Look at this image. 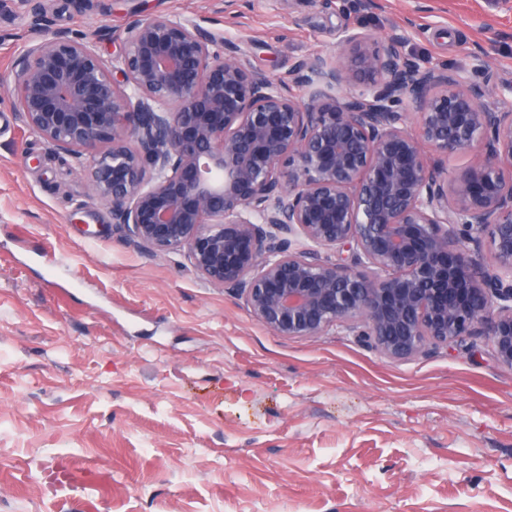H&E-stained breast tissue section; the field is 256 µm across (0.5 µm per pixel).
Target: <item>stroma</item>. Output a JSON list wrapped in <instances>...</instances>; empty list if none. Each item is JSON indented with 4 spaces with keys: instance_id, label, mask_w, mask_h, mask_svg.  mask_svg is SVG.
<instances>
[{
    "instance_id": "1",
    "label": "stroma",
    "mask_w": 512,
    "mask_h": 512,
    "mask_svg": "<svg viewBox=\"0 0 512 512\" xmlns=\"http://www.w3.org/2000/svg\"><path fill=\"white\" fill-rule=\"evenodd\" d=\"M107 31L184 14L272 75L344 27L512 84V0H48ZM26 22L0 5V76ZM0 512H512V370L487 336L393 361L345 325L277 336L180 252L130 245L0 97Z\"/></svg>"
}]
</instances>
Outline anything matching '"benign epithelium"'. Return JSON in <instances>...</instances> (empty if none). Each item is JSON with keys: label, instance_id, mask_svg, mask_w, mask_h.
I'll return each mask as SVG.
<instances>
[{"label": "benign epithelium", "instance_id": "obj_1", "mask_svg": "<svg viewBox=\"0 0 512 512\" xmlns=\"http://www.w3.org/2000/svg\"><path fill=\"white\" fill-rule=\"evenodd\" d=\"M27 14L12 104L71 154L127 241L183 252L277 336L345 324L392 360L483 329L512 370V106L476 74L347 28L285 73L181 15L135 19L119 54ZM469 158L455 174L434 156Z\"/></svg>", "mask_w": 512, "mask_h": 512}]
</instances>
